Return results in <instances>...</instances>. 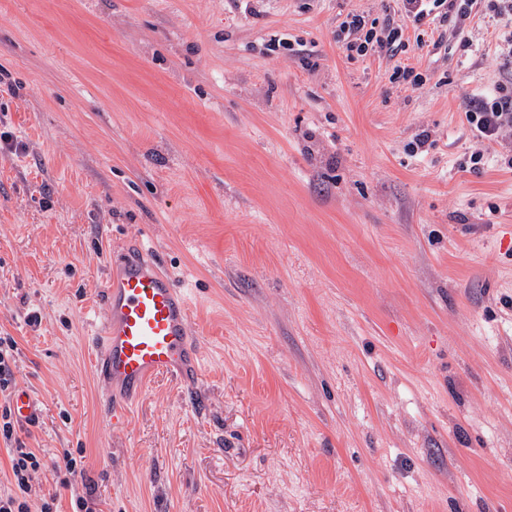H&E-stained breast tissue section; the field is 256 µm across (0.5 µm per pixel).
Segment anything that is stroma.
Here are the masks:
<instances>
[{
    "instance_id": "obj_1",
    "label": "stroma",
    "mask_w": 512,
    "mask_h": 512,
    "mask_svg": "<svg viewBox=\"0 0 512 512\" xmlns=\"http://www.w3.org/2000/svg\"><path fill=\"white\" fill-rule=\"evenodd\" d=\"M351 12L405 53L349 56ZM406 22L0 0V336L40 408L17 432L84 449L103 512H512V171L463 115L506 72L485 19L433 51ZM121 249L182 288L201 367L116 427L93 336Z\"/></svg>"
}]
</instances>
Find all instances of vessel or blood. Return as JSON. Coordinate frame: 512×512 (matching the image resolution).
<instances>
[{
  "label": "vessel or blood",
  "mask_w": 512,
  "mask_h": 512,
  "mask_svg": "<svg viewBox=\"0 0 512 512\" xmlns=\"http://www.w3.org/2000/svg\"><path fill=\"white\" fill-rule=\"evenodd\" d=\"M102 303L105 320L95 369L107 387V415L117 425L152 380L196 377L198 351L188 334V300L156 258L112 254ZM10 403L20 423L38 415L28 388H18Z\"/></svg>",
  "instance_id": "obj_1"
}]
</instances>
